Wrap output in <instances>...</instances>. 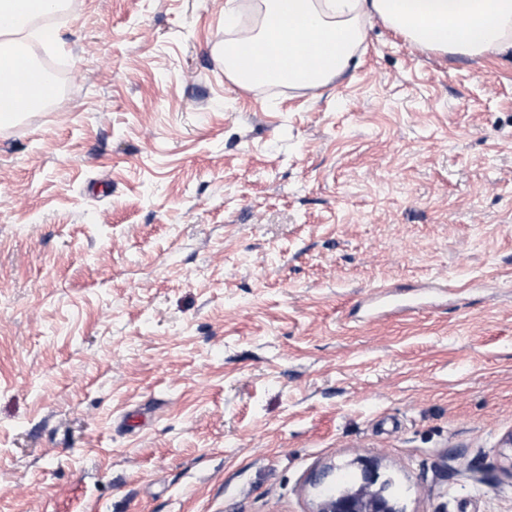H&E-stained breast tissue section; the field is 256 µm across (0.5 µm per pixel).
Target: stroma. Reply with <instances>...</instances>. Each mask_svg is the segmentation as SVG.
<instances>
[{
    "mask_svg": "<svg viewBox=\"0 0 512 512\" xmlns=\"http://www.w3.org/2000/svg\"><path fill=\"white\" fill-rule=\"evenodd\" d=\"M225 4L68 0L69 94L0 130V512H311L359 455L512 512V64L376 23L246 90Z\"/></svg>",
    "mask_w": 512,
    "mask_h": 512,
    "instance_id": "stroma-1",
    "label": "stroma"
}]
</instances>
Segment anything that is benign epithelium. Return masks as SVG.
<instances>
[{
  "label": "benign epithelium",
  "instance_id": "7a95c632",
  "mask_svg": "<svg viewBox=\"0 0 512 512\" xmlns=\"http://www.w3.org/2000/svg\"><path fill=\"white\" fill-rule=\"evenodd\" d=\"M350 466L359 471V479L349 485L336 479L337 465L331 461L311 473L308 485L315 490L312 512H407L387 488L391 474L381 458L357 456Z\"/></svg>",
  "mask_w": 512,
  "mask_h": 512
}]
</instances>
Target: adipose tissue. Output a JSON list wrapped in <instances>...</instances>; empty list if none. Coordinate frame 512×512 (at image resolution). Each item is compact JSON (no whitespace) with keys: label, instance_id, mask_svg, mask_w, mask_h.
<instances>
[{"label":"adipose tissue","instance_id":"ef3b65f1","mask_svg":"<svg viewBox=\"0 0 512 512\" xmlns=\"http://www.w3.org/2000/svg\"><path fill=\"white\" fill-rule=\"evenodd\" d=\"M62 6L0 0V83L29 91L0 93L1 121L54 97L43 73L24 67L17 46L36 20ZM376 22L425 52L481 65L512 61V0H256L251 26H242L235 9L224 12V74L244 89L280 84L317 92L349 71Z\"/></svg>","mask_w":512,"mask_h":512}]
</instances>
